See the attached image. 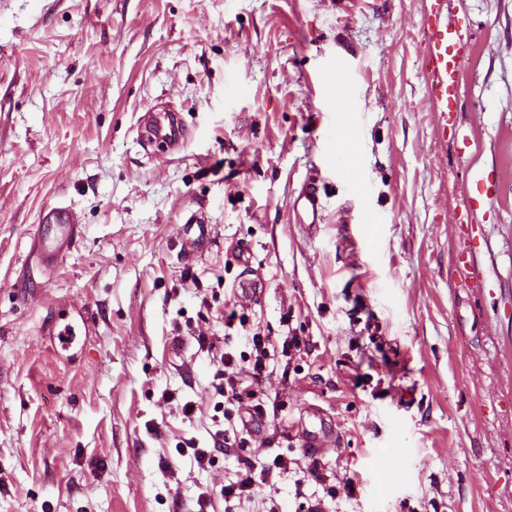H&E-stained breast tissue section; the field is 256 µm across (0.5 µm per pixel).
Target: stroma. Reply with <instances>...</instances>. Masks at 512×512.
Segmentation results:
<instances>
[{
  "instance_id": "35a3bbf8",
  "label": "stroma",
  "mask_w": 512,
  "mask_h": 512,
  "mask_svg": "<svg viewBox=\"0 0 512 512\" xmlns=\"http://www.w3.org/2000/svg\"><path fill=\"white\" fill-rule=\"evenodd\" d=\"M428 6L0 0V512H512V0H448L471 42L445 119ZM160 106L173 154L138 136ZM351 127L359 192L328 151ZM60 204L83 233L46 267ZM257 332L301 341L266 360L253 441L288 468L228 503L243 451L186 448L240 436L219 369ZM311 407L339 437L318 481Z\"/></svg>"
}]
</instances>
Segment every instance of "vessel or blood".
Listing matches in <instances>:
<instances>
[{"label":"vessel or blood","instance_id":"vessel-or-blood-1","mask_svg":"<svg viewBox=\"0 0 512 512\" xmlns=\"http://www.w3.org/2000/svg\"><path fill=\"white\" fill-rule=\"evenodd\" d=\"M448 7V0H432L428 12L422 20L426 52L423 68L432 78L430 92L440 112H454L458 98L459 85L456 71L460 61V52L466 44L462 28L443 25L441 16ZM183 130L177 116L171 111L158 114L152 122L139 128V136L145 141H178ZM44 220L52 228L51 233L42 234L38 247L45 261L56 259L60 251L81 233L76 215L69 207L57 206L48 211ZM301 446L312 456L318 457L333 451L338 446L333 429L321 426L319 430H305L301 433Z\"/></svg>","mask_w":512,"mask_h":512}]
</instances>
